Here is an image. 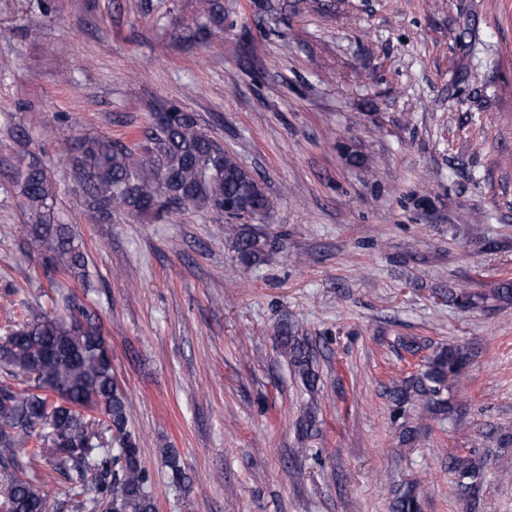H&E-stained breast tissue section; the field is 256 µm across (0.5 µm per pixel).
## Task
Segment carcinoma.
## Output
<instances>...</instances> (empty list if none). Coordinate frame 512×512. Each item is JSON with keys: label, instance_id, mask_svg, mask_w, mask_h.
Returning a JSON list of instances; mask_svg holds the SVG:
<instances>
[{"label": "carcinoma", "instance_id": "carcinoma-1", "mask_svg": "<svg viewBox=\"0 0 512 512\" xmlns=\"http://www.w3.org/2000/svg\"><path fill=\"white\" fill-rule=\"evenodd\" d=\"M185 39L206 42L224 30L223 0H191ZM169 120L150 129L146 145L129 146L110 136L72 138L62 162L81 195L86 220H112V206L154 218L195 210L224 219V211L254 219L265 214L268 196L259 176L242 166L224 143L174 105L158 106ZM12 142L0 157V194L17 200L28 217L43 274L80 276L92 287L87 258L57 209L58 183L51 163L32 147L29 130L3 112ZM239 263L249 268L262 254L260 236L234 224ZM79 298L63 295L55 310L14 322L0 335V512H158L139 438L129 429L128 399L114 381L100 316ZM448 302L465 309L468 292L448 289ZM281 347L309 392L318 387L308 338L290 324ZM422 368L387 387L393 418L415 405L430 418L449 413L445 394L468 366L457 346H436ZM102 419L96 421L91 413ZM171 486L186 475L176 450H163ZM47 468L63 477L67 495L59 499L45 480ZM448 469L462 498L479 493L481 463L449 456ZM392 512H421L417 487L396 493Z\"/></svg>", "mask_w": 512, "mask_h": 512}]
</instances>
